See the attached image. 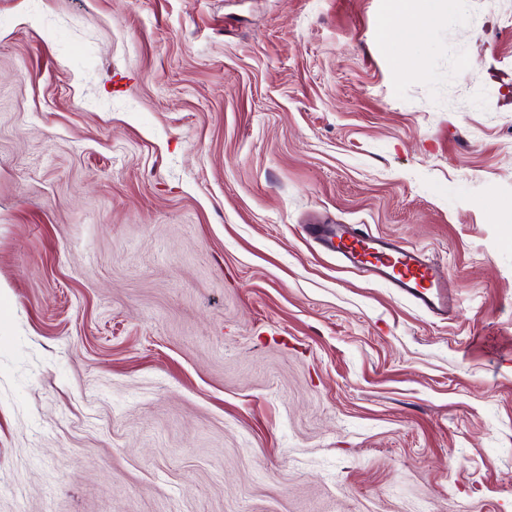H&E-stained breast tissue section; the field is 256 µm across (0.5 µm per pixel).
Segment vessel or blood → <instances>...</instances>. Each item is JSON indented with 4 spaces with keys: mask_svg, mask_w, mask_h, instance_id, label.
Here are the masks:
<instances>
[{
    "mask_svg": "<svg viewBox=\"0 0 512 512\" xmlns=\"http://www.w3.org/2000/svg\"><path fill=\"white\" fill-rule=\"evenodd\" d=\"M306 231L346 266L366 273L370 281L388 284L429 313L447 315L448 280L420 250L363 232L354 224H310Z\"/></svg>",
    "mask_w": 512,
    "mask_h": 512,
    "instance_id": "obj_1",
    "label": "vessel or blood"
}]
</instances>
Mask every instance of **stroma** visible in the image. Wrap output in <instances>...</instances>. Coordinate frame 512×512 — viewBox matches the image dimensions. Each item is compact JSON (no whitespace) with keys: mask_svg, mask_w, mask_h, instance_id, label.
I'll return each instance as SVG.
<instances>
[{"mask_svg":"<svg viewBox=\"0 0 512 512\" xmlns=\"http://www.w3.org/2000/svg\"><path fill=\"white\" fill-rule=\"evenodd\" d=\"M387 9L0 0V512H512V0ZM412 0H391L383 35L388 41H399L409 33L412 22L420 24L429 20L428 11L415 7ZM306 231L346 266L366 273L370 281L388 284L429 313L448 314V278L420 250L363 232L357 224H308Z\"/></svg>","mask_w":512,"mask_h":512,"instance_id":"1","label":"stroma"}]
</instances>
